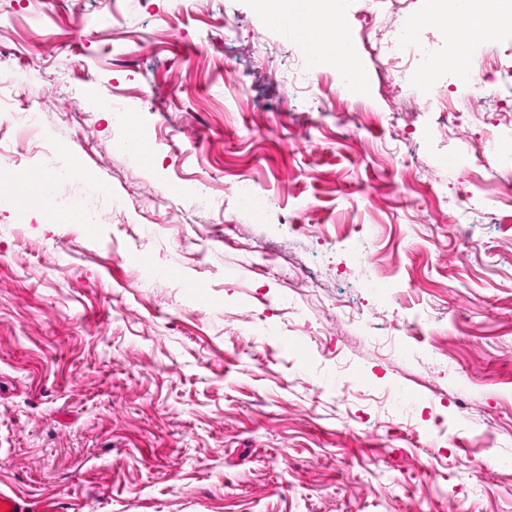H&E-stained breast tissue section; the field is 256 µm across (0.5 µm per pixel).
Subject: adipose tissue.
I'll list each match as a JSON object with an SVG mask.
<instances>
[{"label": "adipose tissue", "mask_w": 512, "mask_h": 512, "mask_svg": "<svg viewBox=\"0 0 512 512\" xmlns=\"http://www.w3.org/2000/svg\"><path fill=\"white\" fill-rule=\"evenodd\" d=\"M256 3L267 25L277 28L290 23L295 37L302 43L319 45L318 56L324 63L352 72L350 93H365L358 58L345 46L344 21L336 15L335 0H316L312 5L305 0H256ZM508 12L512 13V0H469L468 11L452 21L444 0H425L415 25L451 30L455 40L468 43L484 38L496 20Z\"/></svg>", "instance_id": "obj_1"}]
</instances>
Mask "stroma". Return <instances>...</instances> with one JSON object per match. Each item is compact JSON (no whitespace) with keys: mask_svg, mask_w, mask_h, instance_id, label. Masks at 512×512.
Wrapping results in <instances>:
<instances>
[{"mask_svg":"<svg viewBox=\"0 0 512 512\" xmlns=\"http://www.w3.org/2000/svg\"><path fill=\"white\" fill-rule=\"evenodd\" d=\"M345 37L360 130L354 100L289 82L305 48L254 0H0V102L55 96L28 139L0 112V164L78 165L51 208L90 218L0 206V490L62 512H512V208L483 182L512 146L464 167L470 138L430 112L396 141L375 44L354 16ZM485 43L512 103V27ZM109 93L153 165L113 152ZM417 158L445 161L442 191ZM240 178L268 200L251 222L224 193ZM292 256L317 287L288 288Z\"/></svg>","mask_w":512,"mask_h":512,"instance_id":"35a3bbf8","label":"stroma"}]
</instances>
